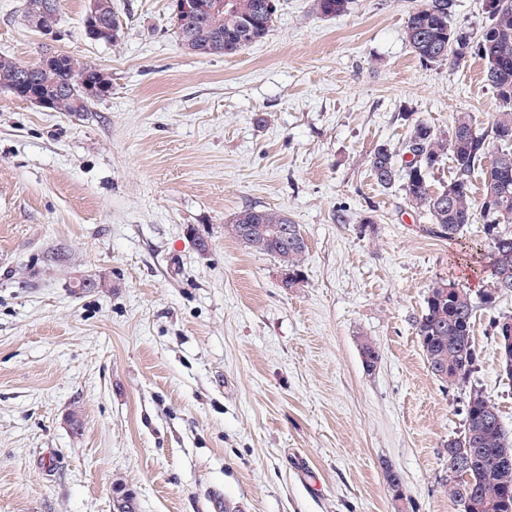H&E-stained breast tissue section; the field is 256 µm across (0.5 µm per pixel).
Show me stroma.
I'll return each instance as SVG.
<instances>
[{
  "label": "stroma",
  "mask_w": 512,
  "mask_h": 512,
  "mask_svg": "<svg viewBox=\"0 0 512 512\" xmlns=\"http://www.w3.org/2000/svg\"><path fill=\"white\" fill-rule=\"evenodd\" d=\"M314 3L279 0L265 40L198 57L170 0H113L107 45L85 0H58L51 44L0 0V55L50 44L112 78L71 116L0 90V512H113L121 491L134 512H456L445 444L465 395L428 372L415 321L437 280L486 289L487 243L476 224L429 234L368 157L416 120L490 126L499 102L478 58L414 56L415 0ZM248 206L299 224L296 287L225 236ZM501 313L512 294L476 310L474 380L512 432ZM100 7L97 12V16L92 23V26L95 28V37H91L90 30L87 29L89 26L88 19L86 15H84L83 25L86 33L94 40L103 41V42H112V32L114 28L118 29V37L121 31V21L119 15H117L113 5L112 0H99Z\"/></svg>",
  "instance_id": "35a3bbf8"
}]
</instances>
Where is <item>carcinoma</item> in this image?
Masks as SVG:
<instances>
[{
    "mask_svg": "<svg viewBox=\"0 0 512 512\" xmlns=\"http://www.w3.org/2000/svg\"><path fill=\"white\" fill-rule=\"evenodd\" d=\"M485 22L477 30L457 25V0H424L407 16L403 38L414 55L425 64L456 65L455 51L466 47V55L484 63V79L496 94L501 112L491 127L479 131L468 112H458L448 131L442 133L422 120L412 123L400 151H417L415 163L396 160V153L382 144L370 156L371 175L389 189L398 186L405 199L425 211L429 232L448 240L457 238L469 224L482 225L488 243L490 278H503L506 288L483 292L474 298L458 283L440 279L427 290L421 315L416 321L423 360L432 377L443 387L465 391L463 429L448 439V498L454 506L468 505V512H512V437L505 429L496 404L472 383L478 366L473 339L477 304L496 305L500 296L512 293V0H493ZM42 26L58 28L57 0H26L25 14L39 4ZM349 0H316L321 15H343ZM277 0H228L224 14L215 20L208 14L184 19L175 17L174 34L185 51L199 56H232L265 39L272 31ZM95 39L112 41L121 28L112 0H100L93 23ZM56 62L44 68L12 59L0 63V90L16 98L40 89L51 100V110L75 115L87 112L93 98L83 88L90 86L103 97L112 89L103 69L73 56L57 52ZM496 152L489 153V144ZM452 162V176L438 189L431 188L429 175L444 159ZM480 173V190L473 176ZM244 224L277 229L288 226V236L273 234L254 240L241 235ZM224 233L244 247L275 258L280 265L300 275L307 246L299 225L280 208L247 207L224 225ZM498 337L503 375L512 381V315L500 314L493 321ZM358 346L367 370L380 361L379 347L370 338H359Z\"/></svg>",
    "mask_w": 512,
    "mask_h": 512,
    "instance_id": "cac0c4a2",
    "label": "carcinoma"
}]
</instances>
